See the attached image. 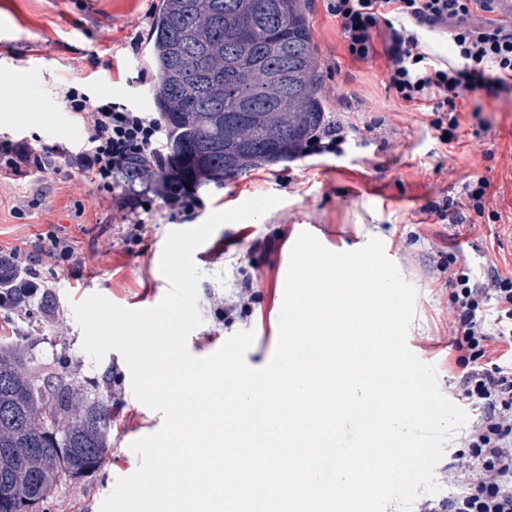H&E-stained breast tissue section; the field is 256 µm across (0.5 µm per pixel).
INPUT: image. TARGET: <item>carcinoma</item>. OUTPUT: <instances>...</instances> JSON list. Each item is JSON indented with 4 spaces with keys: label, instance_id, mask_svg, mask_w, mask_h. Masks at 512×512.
Masks as SVG:
<instances>
[{
    "label": "carcinoma",
    "instance_id": "cac0c4a2",
    "mask_svg": "<svg viewBox=\"0 0 512 512\" xmlns=\"http://www.w3.org/2000/svg\"><path fill=\"white\" fill-rule=\"evenodd\" d=\"M149 43L168 163L163 174L133 164L121 176L132 193L166 174L219 185L285 162L326 124L305 0H159ZM37 280L0 253V309L51 310L48 291L34 303ZM66 363L59 357V369L41 378L0 344V495L15 506L32 501L33 512H49L61 465L79 479L111 448L110 380L78 387Z\"/></svg>",
    "mask_w": 512,
    "mask_h": 512
}]
</instances>
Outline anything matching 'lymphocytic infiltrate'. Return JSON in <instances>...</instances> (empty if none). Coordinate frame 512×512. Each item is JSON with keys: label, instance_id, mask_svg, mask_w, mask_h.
Returning <instances> with one entry per match:
<instances>
[{"label": "lymphocytic infiltrate", "instance_id": "obj_1", "mask_svg": "<svg viewBox=\"0 0 512 512\" xmlns=\"http://www.w3.org/2000/svg\"><path fill=\"white\" fill-rule=\"evenodd\" d=\"M494 0H327L349 54L367 61L377 53L376 35H384L390 89L407 103H429L431 125L445 134L460 127L466 93L506 88L512 80V24H480L478 13L493 12ZM449 33L461 67L442 68L426 50L422 32ZM66 106L83 133L79 150L63 144L34 146L0 143V162L13 173L33 168L59 173L75 166L97 189L112 194V204L128 231L140 229L146 195L120 190L118 174L133 161L164 169L167 134L161 117L123 101L91 99L69 87ZM38 253L13 248L21 266H55L73 254L67 236L55 230L39 235ZM451 289L449 345L461 373L458 395L475 413L461 437V450L448 464L447 500L430 512H512V366L494 360L493 343L512 352V274L490 270L472 276L457 249L444 266Z\"/></svg>", "mask_w": 512, "mask_h": 512}]
</instances>
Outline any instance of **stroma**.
Wrapping results in <instances>:
<instances>
[{"label":"stroma","mask_w":512,"mask_h":512,"mask_svg":"<svg viewBox=\"0 0 512 512\" xmlns=\"http://www.w3.org/2000/svg\"><path fill=\"white\" fill-rule=\"evenodd\" d=\"M157 0H0V30L11 43L0 45V141L35 137L62 144L81 136L63 103L67 86L97 87L98 97L121 99L151 110L148 93L157 86L151 67L138 59L134 36L148 37ZM321 99L328 120L350 125L341 153L300 156L264 166L225 182L202 187L205 208L191 220L155 201L139 239L126 240L109 193L97 190L63 167L61 174L34 170L0 178V251L21 247L37 252V235L48 225L73 237L70 260L41 271L58 307L49 315H12L0 336L25 357L69 358L79 381L113 371L112 448L97 472L62 480L51 512H100L99 505L118 479L131 476L141 458L131 445L155 434L161 413L141 403L132 390L123 355L108 351L93 360L83 349V331L73 306L99 294L132 310L158 305L169 284L159 272L168 235L194 228L210 214L265 195L278 205L262 217L220 225L193 253L201 273L198 310L202 319L187 338L189 353L203 358L239 331L255 339L245 360L254 369L273 357L279 335L288 258L297 237L315 225V237L334 252L355 251L380 239L402 278L417 291L407 344L434 367L440 391L458 396L449 352L448 297L437 269L449 242L464 243L463 257L475 275L489 268L512 271V89L479 92L478 116H460L459 137L442 143L425 112L388 90L387 59L354 60L325 0H306ZM475 176L490 186L485 198L482 237L464 224L438 215L443 200L464 198ZM251 275L257 296L249 314L225 321V299Z\"/></svg>","instance_id":"35a3bbf8"}]
</instances>
